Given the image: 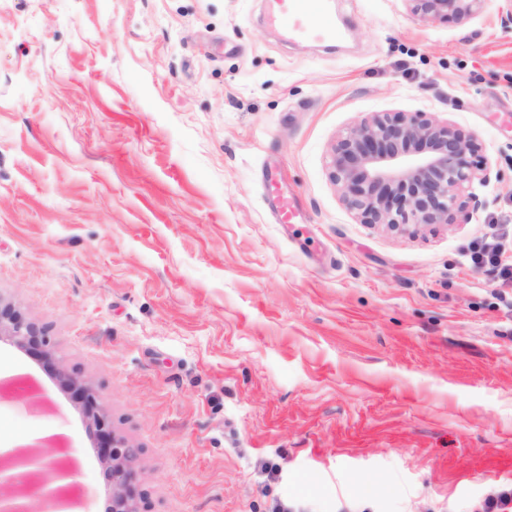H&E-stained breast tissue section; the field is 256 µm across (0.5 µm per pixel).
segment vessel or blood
I'll return each mask as SVG.
<instances>
[{
    "mask_svg": "<svg viewBox=\"0 0 512 512\" xmlns=\"http://www.w3.org/2000/svg\"><path fill=\"white\" fill-rule=\"evenodd\" d=\"M268 12L291 40L338 42L345 36L344 25L327 12L323 0H269ZM275 200L278 223H301L302 215L293 197L279 194Z\"/></svg>",
    "mask_w": 512,
    "mask_h": 512,
    "instance_id": "1",
    "label": "vessel or blood"
}]
</instances>
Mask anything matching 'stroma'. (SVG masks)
Instances as JSON below:
<instances>
[{
  "label": "stroma",
  "mask_w": 512,
  "mask_h": 512,
  "mask_svg": "<svg viewBox=\"0 0 512 512\" xmlns=\"http://www.w3.org/2000/svg\"><path fill=\"white\" fill-rule=\"evenodd\" d=\"M265 0H0V298L141 452L145 512H482L512 491V283L471 263L512 216V0L468 23L329 0V47ZM374 112L475 134L464 224L359 223L330 178ZM305 221L277 223L267 170ZM0 368V448L77 450V512L112 484L35 350Z\"/></svg>",
  "instance_id": "35a3bbf8"
}]
</instances>
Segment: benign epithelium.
<instances>
[{"label":"benign epithelium","instance_id":"1","mask_svg":"<svg viewBox=\"0 0 512 512\" xmlns=\"http://www.w3.org/2000/svg\"><path fill=\"white\" fill-rule=\"evenodd\" d=\"M424 20L468 23L485 0H407ZM478 138L450 121L420 112H379L341 134L332 150L331 178L362 224L405 231L428 224H455L481 205L466 190L489 181ZM20 348L40 346L56 376L74 395L96 429L102 460L112 480V512H142L139 450L117 435L94 387L53 356L46 337L11 302L0 299V337ZM75 469L45 462L37 445L0 453V512H28L17 499L41 497L56 509L67 507L66 491ZM59 479L68 483L54 489Z\"/></svg>","mask_w":512,"mask_h":512}]
</instances>
